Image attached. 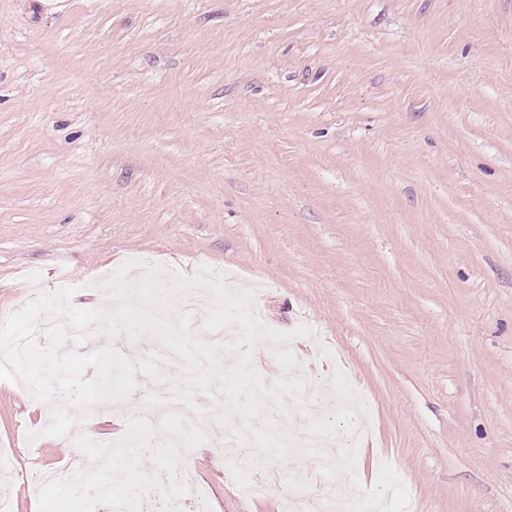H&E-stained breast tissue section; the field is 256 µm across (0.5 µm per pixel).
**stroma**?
I'll use <instances>...</instances> for the list:
<instances>
[{
    "instance_id": "1",
    "label": "stroma",
    "mask_w": 512,
    "mask_h": 512,
    "mask_svg": "<svg viewBox=\"0 0 512 512\" xmlns=\"http://www.w3.org/2000/svg\"><path fill=\"white\" fill-rule=\"evenodd\" d=\"M0 0V320L42 293L106 303L129 259L266 288L295 377L342 370L367 414L357 484L408 512H512V0ZM123 403L47 421L0 379V501L91 468ZM209 434L200 512H282L283 464L241 495Z\"/></svg>"
}]
</instances>
